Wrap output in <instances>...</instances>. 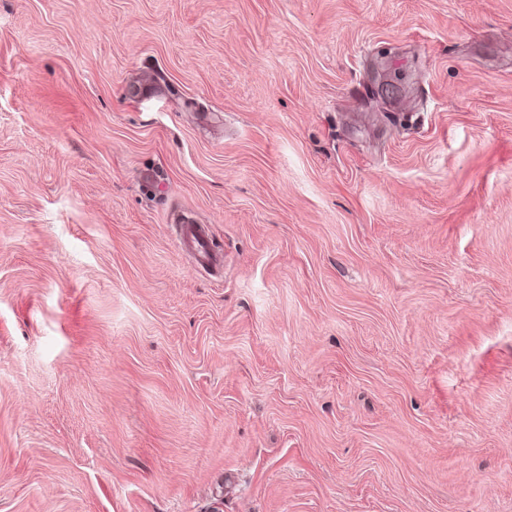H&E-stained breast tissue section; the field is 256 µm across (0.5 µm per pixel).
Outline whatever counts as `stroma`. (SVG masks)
Instances as JSON below:
<instances>
[{"label": "stroma", "mask_w": 512, "mask_h": 512, "mask_svg": "<svg viewBox=\"0 0 512 512\" xmlns=\"http://www.w3.org/2000/svg\"><path fill=\"white\" fill-rule=\"evenodd\" d=\"M0 512H512V0H0ZM174 222L178 224V246L192 258L195 265L216 272L221 266V258L219 251L212 246L209 226L200 224L189 215H179Z\"/></svg>", "instance_id": "35a3bbf8"}]
</instances>
